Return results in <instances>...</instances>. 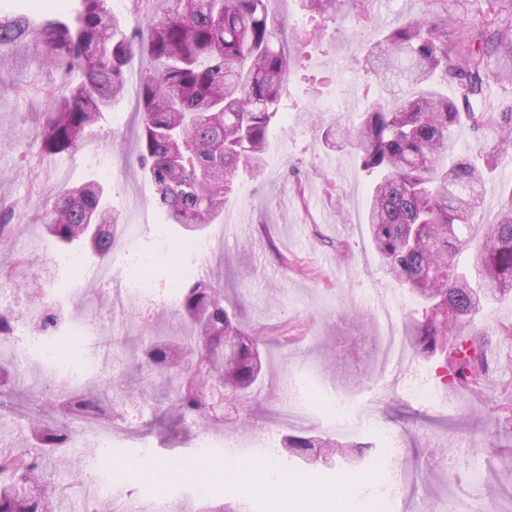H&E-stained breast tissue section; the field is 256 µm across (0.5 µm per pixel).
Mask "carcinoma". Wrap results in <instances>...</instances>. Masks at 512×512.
I'll use <instances>...</instances> for the list:
<instances>
[{
  "instance_id": "1",
  "label": "carcinoma",
  "mask_w": 512,
  "mask_h": 512,
  "mask_svg": "<svg viewBox=\"0 0 512 512\" xmlns=\"http://www.w3.org/2000/svg\"><path fill=\"white\" fill-rule=\"evenodd\" d=\"M72 19L48 18L39 25L24 17L0 18V45H34L35 61L46 59L81 81L65 94L49 92L42 125L50 153L76 151L85 129L98 122L122 95L139 54L134 36L106 0H79ZM143 20L146 54L141 56L138 103V164L156 187L171 224L186 230L224 214L239 167L263 168L271 125L282 109L283 87L301 68L300 38L284 41V20L273 19L265 0H149ZM313 30L352 12L372 21L371 0H297ZM435 0L402 23L384 30L360 64L382 85L400 77L405 87L387 90L352 125L333 123L320 131L328 146L354 150L372 177L366 211L371 241L393 281L418 301L421 316L406 326L414 353L437 361L439 377L461 393L478 394L493 368L477 314L512 294V185L483 234H470V220L483 203L486 182L512 146V105L486 107L491 85L512 84V0H475L464 18ZM454 89L437 91L436 76ZM469 124L479 159L452 157L454 134ZM84 224L100 226L94 252L112 253V207L96 181L59 196L49 209L47 233L66 245L81 242ZM467 254L460 265L457 257ZM177 314L192 335L177 344L141 345L140 367L172 383L171 414L201 426L212 420L209 398L216 390L237 399L254 384L252 360L265 337L246 331L224 308V289L187 279L179 288ZM57 314L44 306L33 318L46 334ZM17 339L13 315L0 312V348ZM111 386L66 387L52 414L23 430L31 444L0 451V512H66L68 488L46 479V461L68 441L64 421H88L118 413ZM287 454L306 457L316 448H339L323 437L290 435Z\"/></svg>"
}]
</instances>
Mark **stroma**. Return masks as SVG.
Instances as JSON below:
<instances>
[{"instance_id":"stroma-1","label":"stroma","mask_w":512,"mask_h":512,"mask_svg":"<svg viewBox=\"0 0 512 512\" xmlns=\"http://www.w3.org/2000/svg\"><path fill=\"white\" fill-rule=\"evenodd\" d=\"M372 8L373 25L359 24L349 15L329 25L323 40L301 45L305 74L325 80L320 95L307 94L305 74L289 76L283 94L288 122L271 128L265 167L257 176L241 170L224 198L233 223L220 221L195 235L211 243L209 280L223 286L228 297L242 298L246 328L271 343L260 350L258 385L236 409L225 411L223 420L191 431L167 414L170 384L134 361L140 342L187 334L175 313L178 295L170 283L167 250L183 231L168 223L154 183L133 162L139 76L130 73L123 98L87 129L77 151L50 154L40 137L45 92L76 84L79 77L62 78L54 67L33 63L28 53L0 49V209L12 212L0 237V289H8V307L17 322L28 321L32 300L39 297L63 307L60 335L86 332L85 357L77 363L26 355L24 342L16 341L11 356L20 377L18 389L35 392L46 403L70 380H108L114 402L124 409L146 400L164 413L159 427L120 421L109 429L106 447L69 452L50 467L52 482L72 487L75 512H82L89 497L120 505L135 499L133 486L124 480L125 462L137 464L144 480L177 492L185 489L199 478L172 465L197 452L205 438L212 444L211 466L201 479L210 498L197 508L211 512L238 493L224 482L225 446L247 448L259 435L276 449L286 435L300 432L364 446L362 457L330 467L319 461L288 463L289 473L302 470L317 480L326 500L344 497L348 512H366V500L363 494L348 493L345 475L373 467L385 452L398 469L415 471L419 499L437 512L452 510L457 499L473 493L468 462L493 464L490 486L475 493V503L483 512H512V423L504 424L498 410L502 385L512 384V343L498 335L501 326L512 324V296L498 299L476 320L498 371L486 390L464 399L466 416H459L453 405L427 409L416 404L403 391L407 375L419 369L428 378L436 376L434 362L403 345L405 326L418 314L417 301L393 282L371 245L364 222L369 179L357 158L319 140L320 124L351 122L382 93L357 61L361 44L376 39L378 26L418 14L423 4L373 0ZM102 158L112 166L107 180L99 171ZM292 163L300 169V194L288 177ZM89 180L102 181L116 226L139 227L131 241L115 240L109 263L116 278L151 266L152 318L128 310L123 300L105 301L96 279L101 262L91 249H79L80 270L62 264L53 282L42 277L45 265L61 255L45 246V205ZM337 240L350 247L345 258H337L331 247ZM75 278L81 283L76 295L70 291ZM104 348L117 350L123 364L100 368L97 357ZM302 388L323 398L342 394L372 405L377 420L395 435L391 451H384L381 441L362 427L329 426L322 405H312L304 418H293L288 400ZM482 430L490 433L494 453H473L469 434ZM146 447L152 452L148 459L142 455Z\"/></svg>"}]
</instances>
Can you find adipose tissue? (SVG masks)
<instances>
[{
    "label": "adipose tissue",
    "mask_w": 512,
    "mask_h": 512,
    "mask_svg": "<svg viewBox=\"0 0 512 512\" xmlns=\"http://www.w3.org/2000/svg\"><path fill=\"white\" fill-rule=\"evenodd\" d=\"M235 468L241 474L239 491L268 499V512H319L323 497L299 489L288 473L273 471L264 461L240 459Z\"/></svg>",
    "instance_id": "obj_1"
}]
</instances>
